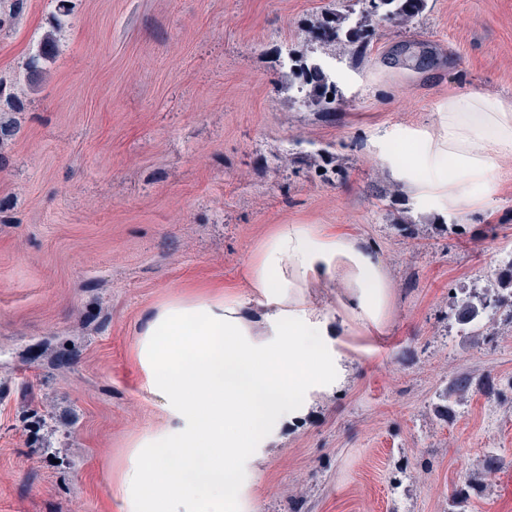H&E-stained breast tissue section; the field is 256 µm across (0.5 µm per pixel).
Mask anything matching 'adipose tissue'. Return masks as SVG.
Returning a JSON list of instances; mask_svg holds the SVG:
<instances>
[{
	"mask_svg": "<svg viewBox=\"0 0 512 512\" xmlns=\"http://www.w3.org/2000/svg\"><path fill=\"white\" fill-rule=\"evenodd\" d=\"M511 154L512 103L461 92L431 129L390 134L377 157L422 211L453 214L484 205ZM244 280L175 293L138 322V387L161 415L108 490L120 512H237L265 448L342 385L353 338L390 325L382 258L348 231L276 225Z\"/></svg>",
	"mask_w": 512,
	"mask_h": 512,
	"instance_id": "adipose-tissue-1",
	"label": "adipose tissue"
}]
</instances>
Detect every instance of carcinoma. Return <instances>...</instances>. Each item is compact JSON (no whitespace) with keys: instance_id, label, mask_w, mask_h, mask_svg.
<instances>
[{"instance_id":"carcinoma-1","label":"carcinoma","mask_w":512,"mask_h":512,"mask_svg":"<svg viewBox=\"0 0 512 512\" xmlns=\"http://www.w3.org/2000/svg\"><path fill=\"white\" fill-rule=\"evenodd\" d=\"M368 3L366 15L379 22L401 23L419 15L425 8L426 0H365ZM26 0H0V27L20 16ZM347 15L333 9L323 17L314 31V38L332 46L350 47L363 40V28L346 24ZM46 60L44 49L30 56L25 63V79L32 83L41 72ZM298 92L304 94L310 104L321 112L334 110L336 100L328 95L336 94V85L323 66L316 61H302L298 65ZM512 301V257L482 288L480 294H468L454 302L453 316L465 334H480L482 315L487 309L499 308L506 301ZM470 389L467 373L455 374L449 382V395L464 397Z\"/></svg>"}]
</instances>
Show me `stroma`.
Listing matches in <instances>:
<instances>
[{
	"mask_svg": "<svg viewBox=\"0 0 512 512\" xmlns=\"http://www.w3.org/2000/svg\"><path fill=\"white\" fill-rule=\"evenodd\" d=\"M27 0L0 29V79L56 46L0 137V512H106L111 473L158 410L131 362L142 314L241 284L278 224L343 226L381 255L385 335L254 464L247 512H496L487 450L512 464V316L464 334L456 297L512 255V156L484 209L423 213L374 141L426 129L454 92L512 101V0H427L332 51V0ZM290 50L332 75L336 109L290 89ZM463 227L450 233L451 225ZM465 400L446 407L451 377ZM50 419H43V412Z\"/></svg>",
	"mask_w": 512,
	"mask_h": 512,
	"instance_id": "obj_1",
	"label": "stroma"
}]
</instances>
